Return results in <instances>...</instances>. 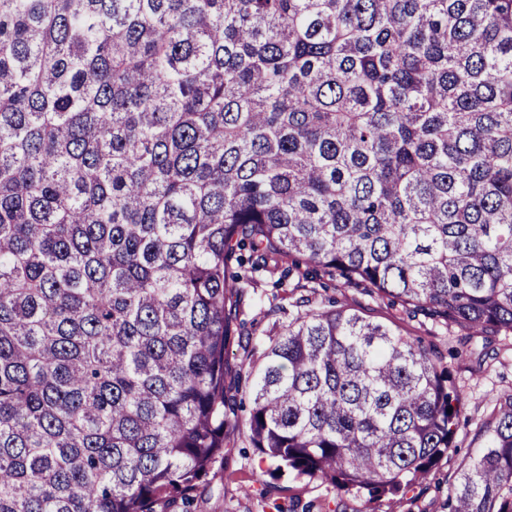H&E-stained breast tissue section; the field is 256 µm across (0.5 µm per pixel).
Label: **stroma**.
I'll list each match as a JSON object with an SVG mask.
<instances>
[{
  "instance_id": "obj_1",
  "label": "stroma",
  "mask_w": 512,
  "mask_h": 512,
  "mask_svg": "<svg viewBox=\"0 0 512 512\" xmlns=\"http://www.w3.org/2000/svg\"><path fill=\"white\" fill-rule=\"evenodd\" d=\"M273 282V276H265L239 303L240 319L252 323L262 339L279 335L303 294L313 308L327 307L332 299L357 305L372 320L398 325L446 356L455 383L465 394L453 446L423 487L405 497H341L332 486L316 480L273 475L271 461L251 447L248 426L242 422L230 430L234 447L224 461L213 465L197 492L193 512H262L267 501L277 498L322 502L334 512H448L449 474L483 448L482 426L497 401L512 393V334L484 337L440 318L413 316L400 303L378 300L368 289L345 284L339 277L323 278L320 288L302 294L288 286L275 288Z\"/></svg>"
}]
</instances>
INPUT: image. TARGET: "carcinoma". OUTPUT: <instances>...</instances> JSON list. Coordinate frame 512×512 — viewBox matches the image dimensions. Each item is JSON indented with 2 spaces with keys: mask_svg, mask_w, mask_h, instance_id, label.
<instances>
[{
  "mask_svg": "<svg viewBox=\"0 0 512 512\" xmlns=\"http://www.w3.org/2000/svg\"><path fill=\"white\" fill-rule=\"evenodd\" d=\"M277 268L512 333V0H0V512H189ZM251 398L277 468L378 499L464 395L341 303ZM484 433L448 512H512V395Z\"/></svg>",
  "mask_w": 512,
  "mask_h": 512,
  "instance_id": "1",
  "label": "carcinoma"
}]
</instances>
